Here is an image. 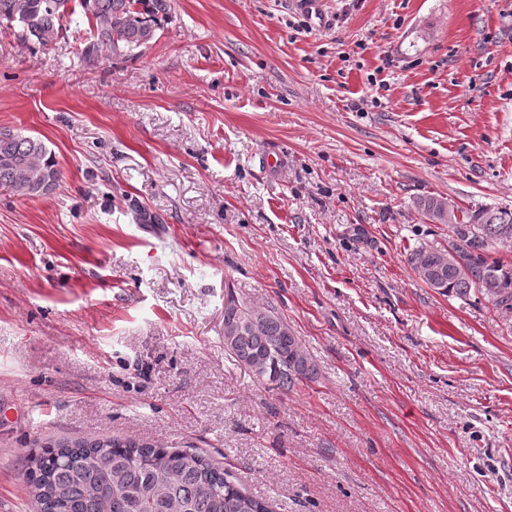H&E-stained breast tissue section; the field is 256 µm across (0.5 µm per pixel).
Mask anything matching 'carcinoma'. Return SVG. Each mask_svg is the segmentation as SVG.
<instances>
[{
	"instance_id": "cac0c4a2",
	"label": "carcinoma",
	"mask_w": 512,
	"mask_h": 512,
	"mask_svg": "<svg viewBox=\"0 0 512 512\" xmlns=\"http://www.w3.org/2000/svg\"><path fill=\"white\" fill-rule=\"evenodd\" d=\"M169 9V0H0V28L17 24L23 40L49 48L67 29L81 31V16L89 32L80 57L93 64L104 52L120 56L147 45ZM60 176L42 140L0 132V184L32 198L51 192ZM445 205L435 196L416 200L438 224L448 223ZM455 219L448 247H420L408 259L411 269L430 288L465 298L477 293L512 310V266L492 257L512 244V209L459 207ZM224 351L283 394L317 376L287 320L269 306H229ZM24 477L34 512H273L268 500L249 493L206 455L131 438L50 440L28 454Z\"/></svg>"
}]
</instances>
